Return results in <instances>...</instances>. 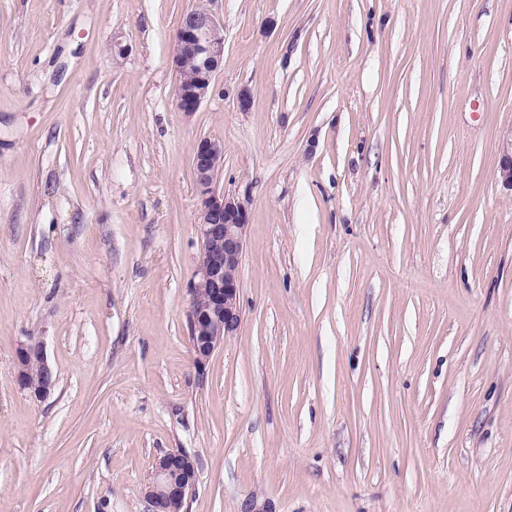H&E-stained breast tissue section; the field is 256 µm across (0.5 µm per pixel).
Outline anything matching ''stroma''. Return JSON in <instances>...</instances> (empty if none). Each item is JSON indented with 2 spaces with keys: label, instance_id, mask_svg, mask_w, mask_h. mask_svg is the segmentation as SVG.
<instances>
[{
  "label": "stroma",
  "instance_id": "35a3bbf8",
  "mask_svg": "<svg viewBox=\"0 0 512 512\" xmlns=\"http://www.w3.org/2000/svg\"><path fill=\"white\" fill-rule=\"evenodd\" d=\"M199 2L0 0V512H150L175 448L184 512H512V0H214L189 113ZM203 137L249 224L201 371ZM223 57L224 28L213 11L206 5L187 10L176 34L173 58L181 111H198L214 87ZM32 366L40 370V377L36 380L30 379ZM12 371L19 388L35 399H45L55 386L54 369L48 361L43 341L38 338H30L18 347L12 362ZM198 467L194 457L182 449L165 452L155 461L146 496L152 512H181L195 490Z\"/></svg>",
  "mask_w": 512,
  "mask_h": 512
}]
</instances>
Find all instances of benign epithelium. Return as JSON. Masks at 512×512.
<instances>
[{"mask_svg":"<svg viewBox=\"0 0 512 512\" xmlns=\"http://www.w3.org/2000/svg\"><path fill=\"white\" fill-rule=\"evenodd\" d=\"M223 57L224 28L213 11L206 5L187 10L176 34L173 58L181 111H198L214 87ZM193 170L201 256L189 287L188 326L196 364L203 369L224 339L242 324L239 268L247 248L248 199L218 191L224 170L223 142L199 139L193 149ZM12 371L19 388L38 400L49 396L55 386L54 369L38 338L18 347ZM197 480L196 460L186 451L171 450L158 457L146 485L152 512H181Z\"/></svg>","mask_w":512,"mask_h":512,"instance_id":"benign-epithelium-1","label":"benign epithelium"}]
</instances>
